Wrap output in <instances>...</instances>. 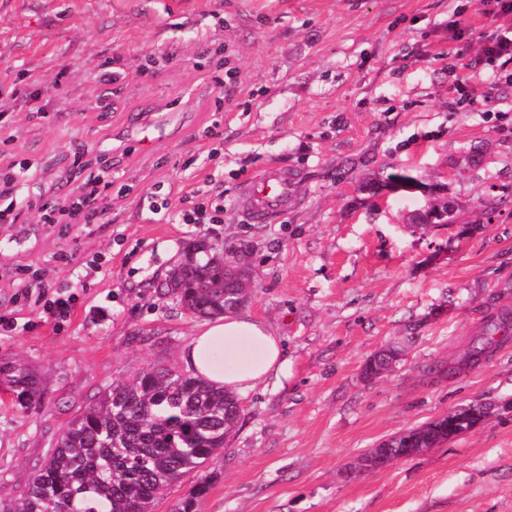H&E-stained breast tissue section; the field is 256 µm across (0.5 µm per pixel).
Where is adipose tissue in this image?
Returning <instances> with one entry per match:
<instances>
[{"mask_svg": "<svg viewBox=\"0 0 512 512\" xmlns=\"http://www.w3.org/2000/svg\"><path fill=\"white\" fill-rule=\"evenodd\" d=\"M247 340L258 357L240 368L232 354L216 358L217 346L225 341ZM188 372L234 393H247L261 386L273 374L284 373L288 360L280 336L262 320L249 314H225L224 318L203 324L182 353Z\"/></svg>", "mask_w": 512, "mask_h": 512, "instance_id": "obj_1", "label": "adipose tissue"}]
</instances>
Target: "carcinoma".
<instances>
[{
  "instance_id": "cac0c4a2",
  "label": "carcinoma",
  "mask_w": 512,
  "mask_h": 512,
  "mask_svg": "<svg viewBox=\"0 0 512 512\" xmlns=\"http://www.w3.org/2000/svg\"><path fill=\"white\" fill-rule=\"evenodd\" d=\"M458 204L435 202L414 224H455ZM248 281L224 271V262L191 245L160 283L178 306L199 316H217L246 300ZM512 331V313L491 317L468 356L476 365ZM402 350L385 348L362 365L364 373L385 370ZM0 388L12 404L27 408L40 397L36 376L23 366H1ZM241 417L236 395L190 373L163 365L112 385L78 411L31 478L24 495L0 499V512H153L162 491L200 470L226 448ZM381 443L395 457L405 448L436 447L448 440V419L410 429Z\"/></svg>"
}]
</instances>
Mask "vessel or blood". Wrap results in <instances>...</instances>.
<instances>
[{
  "mask_svg": "<svg viewBox=\"0 0 512 512\" xmlns=\"http://www.w3.org/2000/svg\"><path fill=\"white\" fill-rule=\"evenodd\" d=\"M294 195V182L287 171L268 166L241 188L239 202L253 223L270 224L286 210Z\"/></svg>",
  "mask_w": 512,
  "mask_h": 512,
  "instance_id": "b4317fda",
  "label": "vessel or blood"
}]
</instances>
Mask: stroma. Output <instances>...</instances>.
<instances>
[{
    "label": "stroma",
    "mask_w": 512,
    "mask_h": 512,
    "mask_svg": "<svg viewBox=\"0 0 512 512\" xmlns=\"http://www.w3.org/2000/svg\"><path fill=\"white\" fill-rule=\"evenodd\" d=\"M472 27L448 37L454 8ZM481 0H0V112L27 159L19 224H0V364L41 382L23 409L0 395V498H19L55 439L104 387L181 353L199 324L155 282L189 244L223 245L251 292L241 312L282 338L287 376L241 395L223 454L171 484L154 512H512V340L463 366L490 316L512 310V83L448 68L482 49ZM117 74L96 83L91 70ZM70 73L63 91L54 79ZM231 74L224 91L215 77ZM40 83L46 115L13 100ZM110 181L103 223L61 228L34 206L73 187L76 154ZM273 163L296 196L275 224L237 206ZM417 178L391 188L389 174ZM223 206L181 220L180 200ZM458 203L457 238L410 216ZM494 200L493 215L485 203ZM77 295L58 320L31 287ZM403 356L372 381L364 361ZM457 372L446 375L445 367ZM474 429L355 472L380 442L469 404Z\"/></svg>",
    "instance_id": "35a3bbf8"
}]
</instances>
